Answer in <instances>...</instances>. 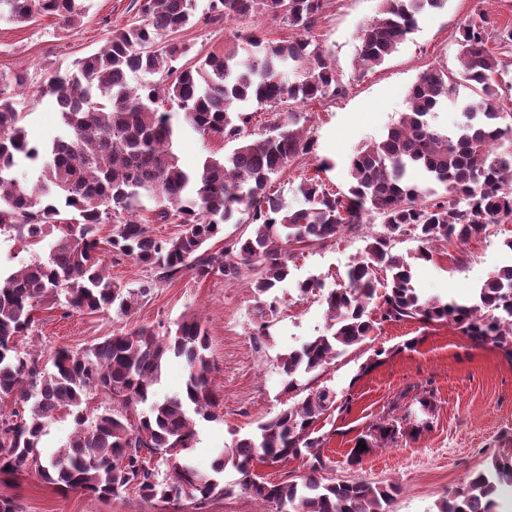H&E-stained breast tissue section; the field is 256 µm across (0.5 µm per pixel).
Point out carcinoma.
Segmentation results:
<instances>
[{"label": "carcinoma", "mask_w": 512, "mask_h": 512, "mask_svg": "<svg viewBox=\"0 0 512 512\" xmlns=\"http://www.w3.org/2000/svg\"><path fill=\"white\" fill-rule=\"evenodd\" d=\"M446 0H382L379 16L358 34V61L382 65L427 11ZM327 0H211L206 22L218 18L271 17L290 30L285 39L260 38L248 26L224 49L176 65L184 51L176 36L194 17L191 0H144L138 20L112 30L103 49L81 58L75 69L57 71L42 92L55 98L63 136L50 143L28 139L25 116L8 92L25 77L0 83V231L33 246L57 232L49 257L0 277V478L24 469L49 484L99 498L129 493L153 503L189 497L200 507L240 491L275 512H390L400 488L364 479L334 480L326 463L318 419L335 402L328 389L312 390L258 426V434L235 440L227 457L200 473L188 452L196 443L195 417L209 419L217 401L211 388L208 336L194 316L160 333L138 328L114 333L89 348L58 350L52 368L19 348L38 309L128 315L156 287L184 270L199 278L248 271L258 300L254 337H266L277 314L274 293L288 276L287 261L303 247H323L344 230L358 231L373 216L382 230L363 233L362 256L346 272V284L324 301L329 334L307 341L280 358L283 391L300 390L298 375L321 370L345 348L364 341L376 321L369 305L377 269L387 274L383 321L446 319L478 343L512 354V266L497 270L470 302L426 298L412 285L413 265L396 251L410 230L420 242L414 259L433 260V247L467 242L495 224L512 222V124L502 125L498 88L507 71L487 47L483 15L463 24L456 71L430 67L411 88L409 111L384 136L362 146L349 167L347 190L336 191L314 174L301 179L302 204L288 205L273 177L300 157H314L315 139L304 134V107L344 95L317 29ZM19 24L49 16L74 29L85 16L83 0H0V15ZM294 72V78L284 70ZM159 74L153 84L132 86L129 73ZM466 84L480 98L464 106L455 130L435 126L436 109ZM174 103L184 122L224 139L233 149L206 158L187 172L172 146ZM273 113L268 134L252 138L249 107ZM40 162L38 183L14 175L19 158ZM154 202L159 224L180 232L153 237L137 219ZM112 224L111 252L158 272L159 280L130 290L112 280L101 259L99 225ZM234 222L249 232L212 252L206 245ZM173 358L184 361L183 390L162 401L155 386ZM108 407L88 420L90 396ZM147 409L130 418L137 405ZM72 418L66 444L45 456L40 449L48 421ZM167 466L157 480L153 457ZM299 458L305 471L295 481L273 484L253 472L254 462ZM238 480H221L226 460ZM512 486V437L485 468L448 491L437 512H497V498Z\"/></svg>", "instance_id": "carcinoma-1"}]
</instances>
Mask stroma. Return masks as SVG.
<instances>
[{"label":"stroma","mask_w":512,"mask_h":512,"mask_svg":"<svg viewBox=\"0 0 512 512\" xmlns=\"http://www.w3.org/2000/svg\"><path fill=\"white\" fill-rule=\"evenodd\" d=\"M142 0H85L86 15L78 29L53 18L36 25L0 19V77L23 74L18 94L26 112L31 140L46 142L60 130L52 96H36L55 70L74 68L99 51L113 28L137 19ZM380 0H333L318 32L347 91L336 101L305 109L304 125L317 142V156L297 161L277 177L284 199L299 205L298 186L315 159L329 162L322 177L345 188L350 158L364 144L379 140L409 105V90L431 66H458V37L470 16L481 13L490 30L512 24V0H446L443 9L425 13L416 30L386 61L371 70L356 65V36L377 17ZM240 24L216 21L188 26L178 35L188 57L223 48ZM231 149L223 139L182 126L173 145L180 165L199 168L206 157ZM512 223L465 243L439 245L430 262L413 264V285L442 300L469 299L503 266L512 265ZM363 243L345 233L322 247L296 250L289 274L276 290L278 313L268 337L254 339L257 298L249 278L221 275L198 278L186 270L159 283L129 315L58 310L37 312V323L22 350L46 361L61 348L85 349L116 332L150 327L162 332L183 316L201 320L213 362L210 375L218 404L215 420H197V443L191 452L201 471L258 424L291 404L282 390V355L301 347L329 326L323 296L346 281L349 265ZM316 280L320 289L304 294L299 282ZM303 387H327L336 394L321 418L323 454L328 477L364 478L401 488L392 512H436L445 491L484 467L512 434V356L493 344L474 342L448 321L382 323L361 344L350 347L322 371L301 376ZM400 420L394 441H383L379 427L388 417ZM366 450H358V443ZM0 494L18 512H158L138 497L100 499L79 490L61 492L34 471L0 483Z\"/></svg>","instance_id":"35a3bbf8"}]
</instances>
